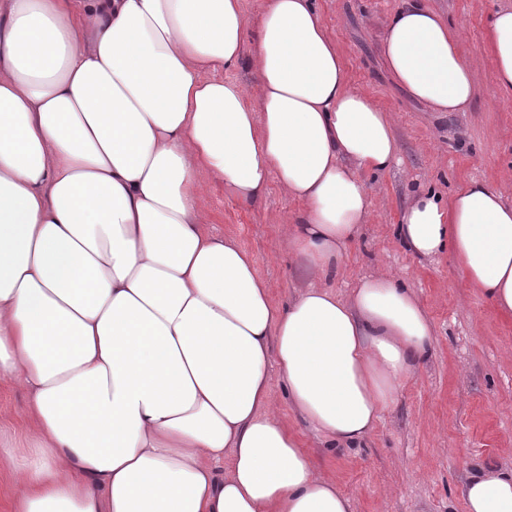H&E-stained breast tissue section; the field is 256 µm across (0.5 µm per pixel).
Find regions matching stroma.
<instances>
[{"label": "stroma", "instance_id": "1", "mask_svg": "<svg viewBox=\"0 0 512 512\" xmlns=\"http://www.w3.org/2000/svg\"><path fill=\"white\" fill-rule=\"evenodd\" d=\"M427 2L463 29L460 50L475 62L473 102L446 118L408 97L381 55V37L403 0H315L351 87L389 112L400 148L394 166L366 177L373 210L348 245L332 290L344 299L362 278L391 273L418 298L432 331L430 356L361 447L331 448L304 431L284 387L273 386L282 416L298 430L318 471L349 496L353 512H467L464 487L477 467L512 470V315L469 288L451 254L417 257L395 232L413 195L424 191L446 199L477 180L512 203V92L498 90L484 49L490 15L512 9V0ZM197 177L205 186L199 205L208 216L207 232L247 250L274 302L288 304L308 282L302 258L279 241L300 202L274 186L244 203L206 172ZM27 405L24 390L0 386V433L20 448Z\"/></svg>", "mask_w": 512, "mask_h": 512}]
</instances>
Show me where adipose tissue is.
Here are the masks:
<instances>
[{"mask_svg": "<svg viewBox=\"0 0 512 512\" xmlns=\"http://www.w3.org/2000/svg\"><path fill=\"white\" fill-rule=\"evenodd\" d=\"M247 35L241 0H0V383L27 391L32 420L29 455L0 444L12 512H351L272 387L327 445L356 448L427 354V314L393 276L346 301L325 283L369 216L366 174L399 145L314 0H259L254 83L212 78ZM461 38L405 0L381 53L412 99L463 112L476 86ZM486 51L511 92L512 9ZM201 169L241 202L275 185L301 203L282 240L310 284L288 306L234 239L206 232ZM397 236L451 252L512 314L497 189L420 193ZM464 496L467 512H512V472L479 468Z\"/></svg>", "mask_w": 512, "mask_h": 512, "instance_id": "1", "label": "adipose tissue"}]
</instances>
